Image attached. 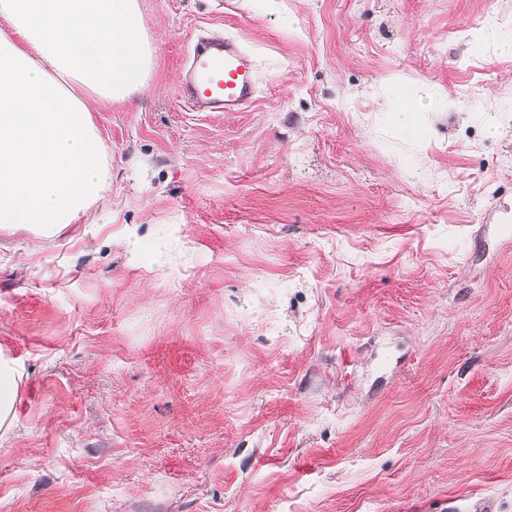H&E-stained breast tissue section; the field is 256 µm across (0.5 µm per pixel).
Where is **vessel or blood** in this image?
Masks as SVG:
<instances>
[{
  "label": "vessel or blood",
  "mask_w": 512,
  "mask_h": 512,
  "mask_svg": "<svg viewBox=\"0 0 512 512\" xmlns=\"http://www.w3.org/2000/svg\"><path fill=\"white\" fill-rule=\"evenodd\" d=\"M257 86L252 54L240 39L226 36L195 45L181 95L196 108L242 112L254 103Z\"/></svg>",
  "instance_id": "b4317fda"
}]
</instances>
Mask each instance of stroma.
Segmentation results:
<instances>
[{
    "instance_id": "35a3bbf8",
    "label": "stroma",
    "mask_w": 512,
    "mask_h": 512,
    "mask_svg": "<svg viewBox=\"0 0 512 512\" xmlns=\"http://www.w3.org/2000/svg\"><path fill=\"white\" fill-rule=\"evenodd\" d=\"M139 6L111 194L0 230V512H512V0ZM202 35L246 111L178 96ZM257 86L254 57L240 39L224 36L195 45L181 96L199 109L243 112L256 100ZM23 368L7 350L0 347V438L12 432L16 423Z\"/></svg>"
}]
</instances>
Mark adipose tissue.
I'll return each mask as SVG.
<instances>
[{"label":"adipose tissue","mask_w":512,"mask_h":512,"mask_svg":"<svg viewBox=\"0 0 512 512\" xmlns=\"http://www.w3.org/2000/svg\"><path fill=\"white\" fill-rule=\"evenodd\" d=\"M150 63L137 0H0V228L59 234L110 189L89 102L130 96ZM23 379L0 348V437Z\"/></svg>","instance_id":"1"}]
</instances>
